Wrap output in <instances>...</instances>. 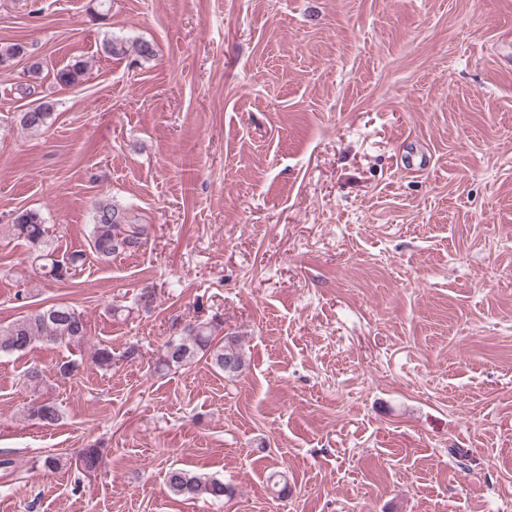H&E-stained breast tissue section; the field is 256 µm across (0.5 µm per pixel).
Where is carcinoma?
<instances>
[{"label":"carcinoma","mask_w":512,"mask_h":512,"mask_svg":"<svg viewBox=\"0 0 512 512\" xmlns=\"http://www.w3.org/2000/svg\"><path fill=\"white\" fill-rule=\"evenodd\" d=\"M103 50L109 56H125L131 50L141 58L154 56V49L147 42L130 44L113 37L104 40ZM24 53L25 45L21 42H1L0 65ZM86 75L87 65L78 60L58 70L54 79L61 86L71 87L82 83ZM50 118V105L42 102L21 113L20 124L27 130L38 132ZM48 228L41 214L32 210L17 213L10 224L13 234L26 242L33 262L38 264L42 274L64 282L71 279L82 265L85 253L75 251L67 257L55 258L54 253L46 250ZM149 228L150 225L142 223V218L128 209L115 205L110 199H100L93 205L92 227L87 240L89 250L98 260L109 262L117 254L145 246ZM221 329L222 321L217 315L195 322L187 328L186 335L165 342L158 365L163 369H178L203 358L215 370L229 377L242 373L246 358L238 339L234 336L217 338ZM87 336V321L82 312L62 303L47 305L0 326V355L23 353L37 340L80 348ZM25 414L45 426H52L61 419L59 406L49 399L31 404ZM101 459V449L85 448L67 464L61 458L49 455L43 459L42 467L55 471L69 465L79 472L91 474L98 470ZM165 487L175 497L185 500L204 497L217 505L233 494L231 486L224 481L181 467H172L166 472Z\"/></svg>","instance_id":"obj_1"}]
</instances>
